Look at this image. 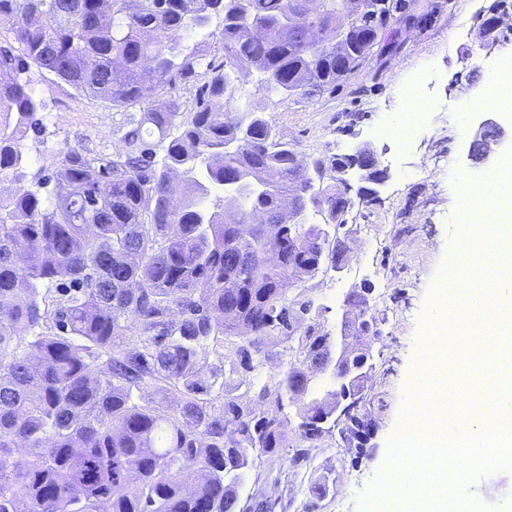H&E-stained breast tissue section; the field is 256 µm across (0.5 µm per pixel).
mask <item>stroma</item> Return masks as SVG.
I'll use <instances>...</instances> for the list:
<instances>
[{
    "instance_id": "stroma-1",
    "label": "stroma",
    "mask_w": 512,
    "mask_h": 512,
    "mask_svg": "<svg viewBox=\"0 0 512 512\" xmlns=\"http://www.w3.org/2000/svg\"><path fill=\"white\" fill-rule=\"evenodd\" d=\"M505 13L512 15V0H413L409 15L391 26L360 70L331 94L289 99L258 89L255 75L241 80L304 157L328 158L365 143L389 172L379 200L357 202L345 227L350 254L344 272L318 275L294 290L315 305L306 324L333 332L346 294L370 289L380 331L367 393L370 438L357 449L328 434L309 458L293 462L299 431L293 410L284 408L280 417L288 445L277 456L256 457L245 488L246 494L275 502V512H363L362 499L386 462L414 367L426 352L420 335L430 312L429 293L440 284L442 266L462 231L461 187L484 183L506 158L501 152L472 160L473 133L482 118L491 117L512 140V111L485 104L490 75L485 61L512 49V28L488 32L483 23ZM31 78L43 127L21 140L28 177L52 176L59 151L67 147L91 153L121 148L123 113L39 69H32ZM411 85L425 110L415 116L412 144L405 150L400 134L385 126L407 109L405 90ZM319 484L326 492L317 498L313 490ZM468 491L482 504L504 505L512 500V471L479 476Z\"/></svg>"
}]
</instances>
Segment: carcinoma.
<instances>
[{
    "instance_id": "1",
    "label": "carcinoma",
    "mask_w": 512,
    "mask_h": 512,
    "mask_svg": "<svg viewBox=\"0 0 512 512\" xmlns=\"http://www.w3.org/2000/svg\"><path fill=\"white\" fill-rule=\"evenodd\" d=\"M294 2L0 0L20 51L0 46L12 71L0 80V181L17 183L0 196V512H250L240 502L255 451L288 447L284 403L306 443L295 462L334 428L350 443L369 426L370 344L350 350L361 372L348 390L313 389L336 340L298 333L310 309L289 298L288 284L327 271V238L348 223L336 177L311 190L318 159L298 164L238 74L288 98L333 93L409 0H381L345 40L336 20L357 0H308L317 44L288 36ZM33 65L140 112L115 153L60 151L47 204L41 183L24 184L20 135L42 125ZM200 78L190 112L159 102ZM239 180L262 191L237 197ZM288 195L305 199L304 222L277 220ZM272 339L292 359L256 400L224 393L226 380L252 389Z\"/></svg>"
}]
</instances>
